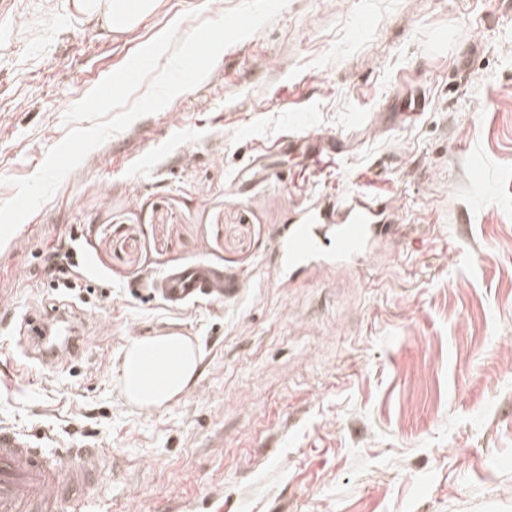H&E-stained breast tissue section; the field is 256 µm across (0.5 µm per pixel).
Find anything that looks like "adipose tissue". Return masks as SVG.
<instances>
[{"label": "adipose tissue", "mask_w": 512, "mask_h": 512, "mask_svg": "<svg viewBox=\"0 0 512 512\" xmlns=\"http://www.w3.org/2000/svg\"><path fill=\"white\" fill-rule=\"evenodd\" d=\"M157 6V0H75L76 10L87 20L113 32L129 29ZM199 365V351L185 336L171 333L135 340L121 358L122 393L139 409L162 408L194 382Z\"/></svg>", "instance_id": "adipose-tissue-1"}]
</instances>
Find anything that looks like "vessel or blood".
Returning <instances> with one entry per match:
<instances>
[{
  "label": "vessel or blood",
  "mask_w": 512,
  "mask_h": 512,
  "mask_svg": "<svg viewBox=\"0 0 512 512\" xmlns=\"http://www.w3.org/2000/svg\"><path fill=\"white\" fill-rule=\"evenodd\" d=\"M289 145L312 156L336 151L335 140L305 133L294 136ZM394 216L387 199L360 191L306 200L291 223L275 231V283L284 288L335 265L366 268L375 241ZM151 288L178 307L201 296H235L243 282L228 271L194 263L158 275ZM111 470L107 450L50 453L41 435L0 424V512H80L87 484Z\"/></svg>",
  "instance_id": "obj_1"
}]
</instances>
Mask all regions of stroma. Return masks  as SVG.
<instances>
[{"label":"stroma","instance_id":"1","mask_svg":"<svg viewBox=\"0 0 512 512\" xmlns=\"http://www.w3.org/2000/svg\"><path fill=\"white\" fill-rule=\"evenodd\" d=\"M240 3L159 0L116 34L73 0H0V203L137 50ZM301 128L348 154L304 160L287 147ZM256 155L275 177L237 186ZM349 190L396 208L382 257L279 287L276 228L306 195ZM64 244L95 299L83 351L45 365L18 317L47 313ZM200 260L242 294L175 310L143 287ZM1 308L0 422L111 451L90 512H512V0H288L0 246ZM167 332L198 345L200 373L139 410L122 352Z\"/></svg>","mask_w":512,"mask_h":512}]
</instances>
